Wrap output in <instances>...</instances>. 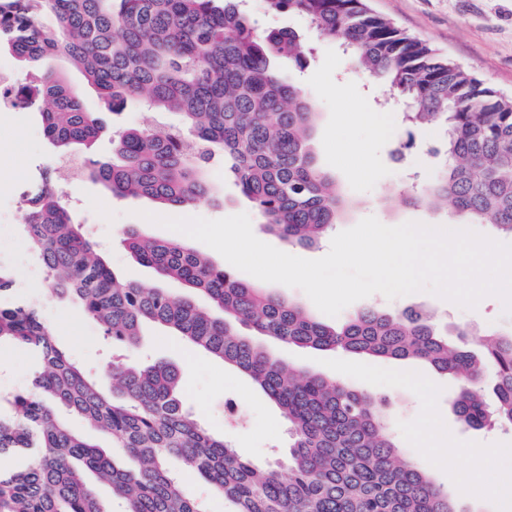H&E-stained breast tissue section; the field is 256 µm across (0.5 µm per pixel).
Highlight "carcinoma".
<instances>
[{
    "label": "carcinoma",
    "instance_id": "carcinoma-1",
    "mask_svg": "<svg viewBox=\"0 0 512 512\" xmlns=\"http://www.w3.org/2000/svg\"><path fill=\"white\" fill-rule=\"evenodd\" d=\"M271 12H297L375 82L403 102L413 126L440 123L443 156L435 178L404 205L448 210V220L491 224L512 236V96L486 84L430 44L373 11L369 0H265ZM48 13L55 28L36 17ZM31 66L60 55L115 111L145 99L175 112L126 129L112 157L89 159L94 178L121 196L190 207L209 200L202 171L220 154L265 229L291 245L314 246L343 216L348 201L320 167L310 143L317 112L275 62L304 66L313 47L293 30L259 33L242 0H0V52ZM18 91L14 106L39 112L50 145L87 147L106 130L66 77L46 72ZM21 230L47 274L51 297L77 303L114 346L135 348L143 327L175 331L194 347L247 376L288 424L283 460L258 465L208 433L186 411L175 365L108 364L106 393L59 345L33 303L13 298L15 279L0 266V343L28 352L31 388L0 411V456L23 464L0 469V512H111L89 477L107 483L126 512H199L179 471L202 475L233 512H466L430 475L399 456L387 427V403L318 373L290 369L266 340L423 363L455 377L454 402L465 428H512V337L478 339L481 354L451 345L416 309L367 308L332 325L268 288L236 276L180 239L130 231L123 245L160 280L153 288L120 285L95 242L74 222L54 173L26 196ZM169 280L184 285L176 298ZM490 375L494 407L481 386ZM104 433L131 460L115 461L67 416Z\"/></svg>",
    "mask_w": 512,
    "mask_h": 512
}]
</instances>
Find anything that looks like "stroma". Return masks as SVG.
Masks as SVG:
<instances>
[{
	"instance_id": "stroma-1",
	"label": "stroma",
	"mask_w": 512,
	"mask_h": 512,
	"mask_svg": "<svg viewBox=\"0 0 512 512\" xmlns=\"http://www.w3.org/2000/svg\"><path fill=\"white\" fill-rule=\"evenodd\" d=\"M370 5L487 84L512 95V0H371ZM246 6L259 30L291 29L316 46L306 66L288 60L282 70L288 80L304 85L318 114L312 144L319 162L356 202L344 220V228H352L369 216L384 224H447L446 211L406 206L395 198L396 192L433 174L436 165L425 158L422 144L441 139L442 126L417 130L413 145L403 154H395L403 132L399 113L379 106L366 77L337 44L319 37L296 14L267 12L262 0H247ZM0 71L28 83L35 81L41 71L66 73L84 107L99 112L102 122L114 131L144 127L152 118L147 109L131 103L115 113L100 112L97 91L60 58L33 68L1 53ZM61 161L48 145L38 113L0 111V266L12 269L17 279L23 280L20 295L38 303L58 341L89 376L108 390L112 381L102 373L106 340L96 321L76 304L46 298L43 276L29 277L24 267L12 261L14 254L30 249L19 226L24 214L23 192L40 169L58 166ZM206 179L210 201L184 210L143 197L116 196L85 170L68 180L63 191L75 221L97 243L122 283L134 281L145 288L157 283L155 273L139 265L121 242L122 231L130 227L153 239L172 238L171 230L145 221L148 213L216 220L244 212L251 219L254 235L283 252L307 259L328 253L329 239L305 248L268 233L252 203L225 175L223 162H212ZM368 307L387 312L417 308L431 314L436 323L452 333L467 328L512 336V314L505 313L502 300L496 296L485 297L476 308L465 309L426 292L393 300L376 293L352 303L346 311L351 314ZM272 348L295 369L317 372L385 399L400 455L427 472L448 493L459 491L458 478L468 470L465 451L469 448L488 454L487 482H497L512 473V429L461 427L453 407L459 392L454 377L424 365L406 366L340 351H314L279 342ZM130 357L135 361L175 362L180 369L184 406L211 434L226 440L244 458L266 463L287 451L288 425L278 409L247 378L225 367L221 360L158 328L147 331ZM34 370L35 363L25 351L0 347V398L30 389ZM403 371L432 380V396H423L405 384L399 377ZM435 423L452 437L447 448L438 453L416 445L417 432Z\"/></svg>"
}]
</instances>
